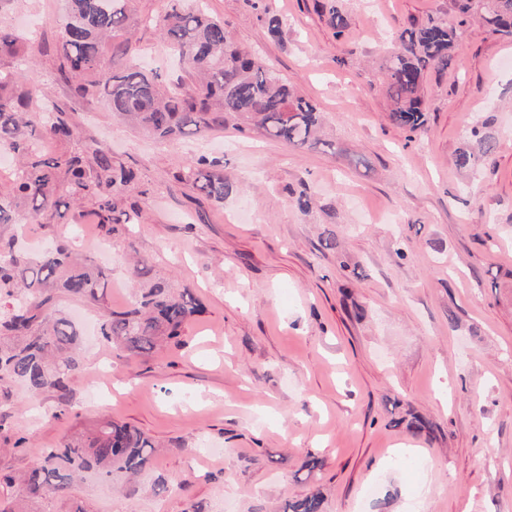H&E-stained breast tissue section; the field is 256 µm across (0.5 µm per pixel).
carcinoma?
<instances>
[{
  "instance_id": "1",
  "label": "carcinoma",
  "mask_w": 512,
  "mask_h": 512,
  "mask_svg": "<svg viewBox=\"0 0 512 512\" xmlns=\"http://www.w3.org/2000/svg\"><path fill=\"white\" fill-rule=\"evenodd\" d=\"M460 16L474 18L502 37L512 38V0H457ZM66 19L56 45L57 70L74 96H106L112 113L161 141L198 138L229 122L242 130L254 129L266 138L296 151L335 144L319 136L321 115L310 100L297 95L276 70L235 48L224 21L211 16L198 0H167L163 13L144 22L160 29L182 67L192 75L191 85L168 90L156 75L137 62L130 35L136 21L135 0H66ZM336 36L348 20L339 6H325ZM29 41L0 25V152L21 160L10 190L0 193V225L22 224L56 214L86 198L97 202L98 224L122 223L125 211L119 197L135 180L129 168L115 166L101 149L86 160L77 153L47 156L45 139L70 141L76 131L66 112L57 108L50 120L40 115L38 97L20 73ZM455 27L433 18L400 35L390 55L385 82L393 103L392 121L417 134L426 117L421 96L425 71L445 70L456 63ZM112 65H107V53ZM8 58L10 65L1 63ZM476 148L461 149L456 167L472 170L497 148V139L478 128L471 130ZM193 185L207 199L224 202L229 185L224 170L205 157L191 165ZM66 182V192L60 183ZM102 273L78 261L64 244L30 255L16 247L15 238L0 237V387L19 384L32 396L65 392L81 373L76 356L81 334L76 324L55 309L59 294L98 301ZM199 311L187 291L170 285L147 284L126 310L110 312L100 325L109 344L148 352L167 337L181 336L186 322ZM155 447L150 437L126 424L104 421L88 434L71 437L47 448L39 460L5 484L19 483L21 497L0 512H39L46 495L66 497L77 480L94 472L112 480L115 472L134 477L149 463ZM322 498L306 495L286 504L283 512H323Z\"/></svg>"
}]
</instances>
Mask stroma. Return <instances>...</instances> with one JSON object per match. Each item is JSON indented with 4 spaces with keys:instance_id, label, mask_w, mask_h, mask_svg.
Instances as JSON below:
<instances>
[{
    "instance_id": "stroma-1",
    "label": "stroma",
    "mask_w": 512,
    "mask_h": 512,
    "mask_svg": "<svg viewBox=\"0 0 512 512\" xmlns=\"http://www.w3.org/2000/svg\"><path fill=\"white\" fill-rule=\"evenodd\" d=\"M205 3L241 49L317 105L335 149L298 153L230 125L153 141L105 97L75 99L59 80L44 47L60 40L63 0L0 12L16 29L43 20L26 78L77 130L46 153L101 147L137 175L123 203L134 221L112 231L88 199L50 220L0 225L34 251L67 241L103 271L98 302L57 300L63 315L90 322L80 378L63 394L12 386L0 474L114 420L152 439L147 468L130 483L87 477L42 512H283L313 492L323 512H512V40L474 21L459 27L457 64L427 71L428 121L410 141L389 119L384 63L404 30L455 22L454 0H338L340 37L319 0ZM165 5L136 0L134 39L140 64L172 83L184 71L143 22ZM484 123L497 151L460 172L455 155ZM199 156L223 166V203L189 181ZM329 235L335 248L321 244ZM135 257L201 305L179 338L143 354L96 329L132 303ZM419 418L428 432L411 430ZM312 457L320 464L309 473ZM160 483L167 493L155 494Z\"/></svg>"
}]
</instances>
